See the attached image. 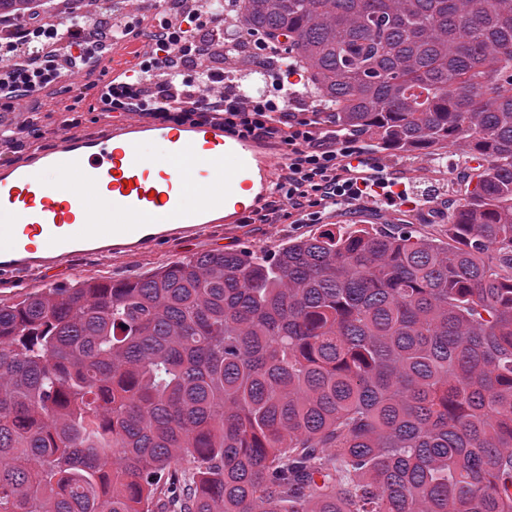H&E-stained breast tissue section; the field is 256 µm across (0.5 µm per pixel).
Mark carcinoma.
<instances>
[{"label":"carcinoma","mask_w":512,"mask_h":512,"mask_svg":"<svg viewBox=\"0 0 512 512\" xmlns=\"http://www.w3.org/2000/svg\"><path fill=\"white\" fill-rule=\"evenodd\" d=\"M207 7L288 35L337 125L485 164L446 241L351 224L0 302V512H512V0Z\"/></svg>","instance_id":"carcinoma-1"}]
</instances>
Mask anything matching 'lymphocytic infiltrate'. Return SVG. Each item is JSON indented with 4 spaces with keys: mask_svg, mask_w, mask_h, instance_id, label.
Listing matches in <instances>:
<instances>
[{
    "mask_svg": "<svg viewBox=\"0 0 512 512\" xmlns=\"http://www.w3.org/2000/svg\"><path fill=\"white\" fill-rule=\"evenodd\" d=\"M181 24L178 18H161L152 35L156 52L150 64L167 71L166 91L146 99L128 86H109L99 94L101 111L138 112L175 124L197 121L210 112L223 115L225 130L235 136L277 143L288 160L287 169L270 200L248 216L251 224H301L320 218L331 207H349L366 196L407 200L397 180L357 164L354 134L340 132L332 121L280 110V102L297 92L293 81L278 79L272 95L257 91L244 97L229 78H217L213 70L201 68L195 73L197 102L175 107L183 82L168 56L174 52L192 58L200 51ZM57 71L54 59L47 57L0 72V106L7 108L16 98L37 95L53 82Z\"/></svg>",
    "mask_w": 512,
    "mask_h": 512,
    "instance_id": "lymphocytic-infiltrate-1",
    "label": "lymphocytic infiltrate"
}]
</instances>
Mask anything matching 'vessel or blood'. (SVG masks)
<instances>
[{
    "label": "vessel or blood",
    "instance_id": "obj_1",
    "mask_svg": "<svg viewBox=\"0 0 512 512\" xmlns=\"http://www.w3.org/2000/svg\"><path fill=\"white\" fill-rule=\"evenodd\" d=\"M166 139L147 159L144 144ZM286 160L225 132L221 117L166 128L128 114L0 158V272L35 275L70 255L137 252L176 231L239 224L270 197Z\"/></svg>",
    "mask_w": 512,
    "mask_h": 512
}]
</instances>
